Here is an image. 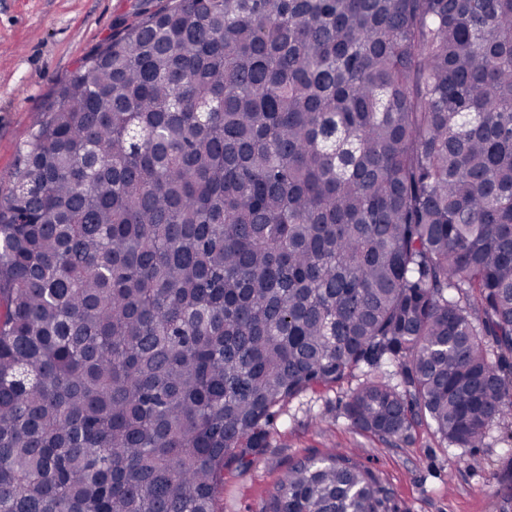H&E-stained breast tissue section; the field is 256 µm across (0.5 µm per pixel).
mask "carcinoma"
Returning <instances> with one entry per match:
<instances>
[{"instance_id": "cac0c4a2", "label": "carcinoma", "mask_w": 512, "mask_h": 512, "mask_svg": "<svg viewBox=\"0 0 512 512\" xmlns=\"http://www.w3.org/2000/svg\"><path fill=\"white\" fill-rule=\"evenodd\" d=\"M0 512H219L288 400L512 418V0H177L63 81L0 197ZM398 368L397 380L383 367ZM354 458L265 512H385Z\"/></svg>"}]
</instances>
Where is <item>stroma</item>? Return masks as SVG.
<instances>
[{
    "instance_id": "35a3bbf8",
    "label": "stroma",
    "mask_w": 512,
    "mask_h": 512,
    "mask_svg": "<svg viewBox=\"0 0 512 512\" xmlns=\"http://www.w3.org/2000/svg\"><path fill=\"white\" fill-rule=\"evenodd\" d=\"M170 0H0V194L13 187L21 151L61 81L114 29ZM365 377L351 370L280 409L268 445L224 468L220 512H264L298 461L356 456L385 488L391 512H512V426H494L478 448H454L430 422L382 440L351 425L347 396Z\"/></svg>"
}]
</instances>
